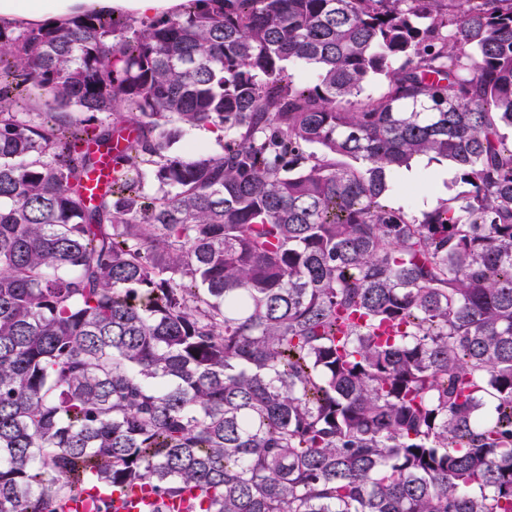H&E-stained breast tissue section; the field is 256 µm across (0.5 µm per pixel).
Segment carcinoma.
<instances>
[{
    "label": "carcinoma",
    "mask_w": 512,
    "mask_h": 512,
    "mask_svg": "<svg viewBox=\"0 0 512 512\" xmlns=\"http://www.w3.org/2000/svg\"><path fill=\"white\" fill-rule=\"evenodd\" d=\"M505 128L512 0L0 23V512H512ZM439 171H448V180H444L443 187L435 191L434 179ZM411 173H416L415 178H407ZM421 173L429 175L430 180L422 183L419 180ZM468 190L469 186L456 181L454 167L448 161L437 162L420 158L410 169L403 170L398 187L390 196V202L396 208L401 207L409 216L421 218L423 213L431 211L448 198L462 195Z\"/></svg>",
    "instance_id": "obj_1"
}]
</instances>
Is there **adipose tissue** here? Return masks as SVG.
<instances>
[{
	"label": "adipose tissue",
	"mask_w": 512,
	"mask_h": 512,
	"mask_svg": "<svg viewBox=\"0 0 512 512\" xmlns=\"http://www.w3.org/2000/svg\"><path fill=\"white\" fill-rule=\"evenodd\" d=\"M180 0H0V15L41 20L48 15L77 14L90 8L124 9L153 16L177 6Z\"/></svg>",
	"instance_id": "1"
}]
</instances>
